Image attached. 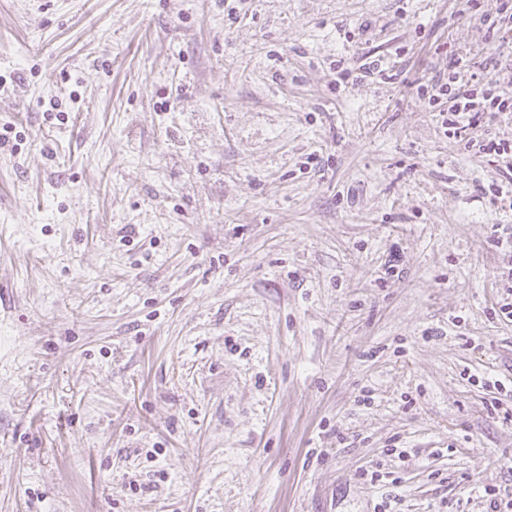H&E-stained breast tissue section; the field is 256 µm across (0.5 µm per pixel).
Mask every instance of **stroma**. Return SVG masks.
Instances as JSON below:
<instances>
[{
	"instance_id": "35a3bbf8",
	"label": "stroma",
	"mask_w": 512,
	"mask_h": 512,
	"mask_svg": "<svg viewBox=\"0 0 512 512\" xmlns=\"http://www.w3.org/2000/svg\"><path fill=\"white\" fill-rule=\"evenodd\" d=\"M499 5L0 0V512L512 493L505 170L427 94Z\"/></svg>"
}]
</instances>
